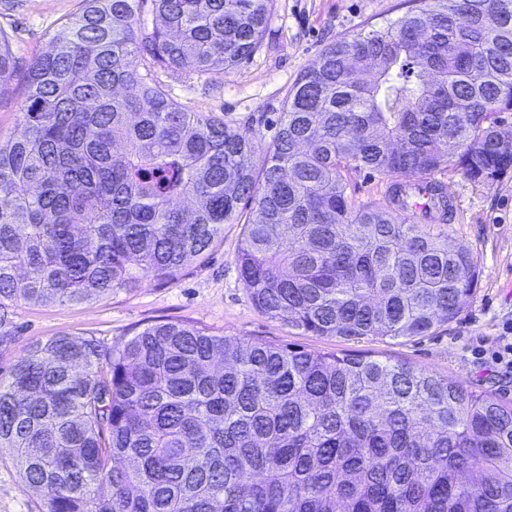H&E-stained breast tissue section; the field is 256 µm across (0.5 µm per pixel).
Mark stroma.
I'll list each match as a JSON object with an SVG mask.
<instances>
[{"instance_id": "35a3bbf8", "label": "stroma", "mask_w": 512, "mask_h": 512, "mask_svg": "<svg viewBox=\"0 0 512 512\" xmlns=\"http://www.w3.org/2000/svg\"><path fill=\"white\" fill-rule=\"evenodd\" d=\"M80 0H0V28L10 36L15 69L0 95V139L14 132L32 60L45 52L59 25ZM409 0H275L263 44L250 58L220 74L198 77L160 68L156 79L169 96L193 112L224 116L253 133L263 161L289 90L329 44L401 17ZM458 199L448 226L452 240L477 256L481 276L459 318L429 336L398 339L311 336L259 313L243 288L236 256L241 227L228 224L203 262L190 264L172 283L144 279L129 293L82 304L15 307V340L0 348L8 371L33 343L52 336L93 335L110 346L155 322L190 321L217 335L279 346L356 353L403 361L512 403V368L494 352L512 324V170L492 183L446 168L436 175ZM42 495L23 485L8 452H0V512H43Z\"/></svg>"}]
</instances>
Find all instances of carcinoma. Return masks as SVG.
<instances>
[{"label": "carcinoma", "mask_w": 512, "mask_h": 512, "mask_svg": "<svg viewBox=\"0 0 512 512\" xmlns=\"http://www.w3.org/2000/svg\"><path fill=\"white\" fill-rule=\"evenodd\" d=\"M33 59L0 140V347L20 302L169 283L250 206L255 308L312 336H428L478 285L428 179L512 168V0H419L328 46L253 136L168 96L156 67L222 73L275 0H80ZM151 7L160 26L143 36ZM14 73L0 28V91ZM389 181L352 203L347 171ZM437 199L436 223L407 205ZM45 512H512V403L405 362L159 322L120 346L53 336L0 373V449Z\"/></svg>", "instance_id": "1"}]
</instances>
